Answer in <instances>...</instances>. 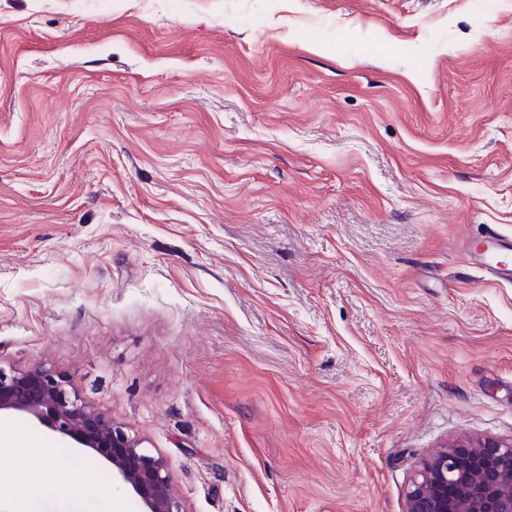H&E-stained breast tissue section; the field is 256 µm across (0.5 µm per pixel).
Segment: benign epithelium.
I'll use <instances>...</instances> for the list:
<instances>
[{
    "label": "benign epithelium",
    "mask_w": 512,
    "mask_h": 512,
    "mask_svg": "<svg viewBox=\"0 0 512 512\" xmlns=\"http://www.w3.org/2000/svg\"><path fill=\"white\" fill-rule=\"evenodd\" d=\"M26 415L63 439L93 450L144 512H183L167 461L150 453L104 412L86 403L51 367L16 372L0 366V413ZM407 512H512V439L442 446L407 489Z\"/></svg>",
    "instance_id": "obj_1"
}]
</instances>
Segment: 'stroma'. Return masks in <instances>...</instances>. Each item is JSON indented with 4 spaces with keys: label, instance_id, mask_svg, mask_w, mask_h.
Listing matches in <instances>:
<instances>
[{
    "label": "stroma",
    "instance_id": "stroma-1",
    "mask_svg": "<svg viewBox=\"0 0 512 512\" xmlns=\"http://www.w3.org/2000/svg\"><path fill=\"white\" fill-rule=\"evenodd\" d=\"M512 0H0V366L48 365L184 512H407L512 438ZM39 512H139L0 417ZM466 250L480 261L478 265L494 279L512 282V239L491 231L471 240Z\"/></svg>",
    "mask_w": 512,
    "mask_h": 512
}]
</instances>
